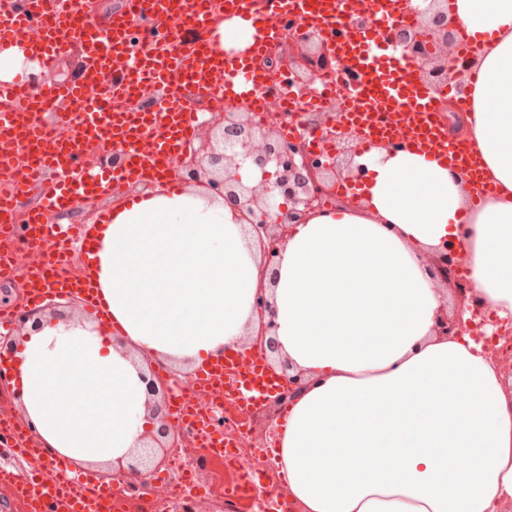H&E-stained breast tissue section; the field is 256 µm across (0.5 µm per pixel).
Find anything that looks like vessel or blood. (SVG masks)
Here are the masks:
<instances>
[{
    "label": "vessel or blood",
    "mask_w": 512,
    "mask_h": 512,
    "mask_svg": "<svg viewBox=\"0 0 512 512\" xmlns=\"http://www.w3.org/2000/svg\"><path fill=\"white\" fill-rule=\"evenodd\" d=\"M215 0H135L133 8L113 19L102 32L61 0H16L0 14V49L29 38L40 65L53 69L75 43L84 46V67L74 83L44 82L32 88L26 78L0 82V171L14 170L12 194L0 196V236L14 248L32 253L31 301L56 292H77L92 307L100 300L91 275L67 274L70 244L88 241L82 224L52 223L51 213L81 198L96 197L122 184L155 181L170 175L176 157L197 134L190 98L203 91L221 100L241 101L251 112L266 108L258 89L267 85L253 61L275 37L270 15L254 11V0H224L229 13L251 21L256 34L246 55L216 54L199 42L184 56L182 31L203 27ZM329 32L331 47L360 74L354 101L337 112L338 120L356 128L365 143L394 139L437 151L449 163L477 173V162L464 143L448 145L442 134L435 94L418 82L420 62L396 58L384 63L376 40L349 31L345 16L358 9L378 24L401 20L396 0H275ZM163 86L148 110L137 96L147 85ZM109 145L123 156L120 166L95 168L88 151ZM36 193L37 205L23 225L13 222L17 196ZM240 372L239 393L254 402L276 388L263 357L237 353L226 361L202 364L198 381L222 385L225 365ZM0 453L34 458L23 428L0 418ZM51 487L28 479L16 483L25 512H112L119 496L112 486L88 483L73 491L56 467Z\"/></svg>",
    "instance_id": "obj_1"
}]
</instances>
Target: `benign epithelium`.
Instances as JSON below:
<instances>
[{
    "label": "benign epithelium",
    "instance_id": "obj_1",
    "mask_svg": "<svg viewBox=\"0 0 512 512\" xmlns=\"http://www.w3.org/2000/svg\"><path fill=\"white\" fill-rule=\"evenodd\" d=\"M416 18L411 26L393 24L385 33V42L401 49L402 55L419 60L423 67L420 81L443 97L447 88L461 89L470 62L455 58L448 62L454 27L448 23L446 0H431L423 11L409 9ZM281 38L273 46L270 57L262 66H273L287 76L286 88L298 106H303L315 92L316 72L335 68L345 72L344 90H349L357 76L348 71L344 60L328 45L322 27L299 21L288 14L277 19ZM296 113H276L262 129H256L251 113L240 105H227L217 113L205 128L198 147L191 148L177 162L176 169L185 183L201 186L224 198V203L242 213L249 232L261 251L262 268L275 273L279 265L288 227L301 224L312 213L321 210L320 196L332 193L339 181H360L363 167L353 165L359 134L340 123L327 112H319L308 126L321 130L323 137L334 145L328 156L320 151L310 153L303 141L285 143L280 138V126L293 120ZM250 163L262 171V179L254 185L241 181L239 170ZM464 263L456 245H446L430 257L434 278L450 291L453 304H443L434 317L435 335L461 337L486 335L483 307L474 294L470 282H462L455 269ZM78 302L65 298L60 302L21 309L17 325L24 330L40 325L45 313L67 321L74 315ZM258 329L251 338L250 347L262 356L275 354V313L272 303L263 291H258L254 302ZM269 368L280 380L281 389L265 401L261 415L290 405L308 382L302 373L286 360L272 359ZM146 390L152 397L150 411L158 426L148 432L149 441L128 459L119 458L100 471H93L98 479L111 482L118 477L135 493L151 487V477L164 463L174 448L182 446L183 432L170 420L167 402L173 388L166 376L148 370L141 374Z\"/></svg>",
    "mask_w": 512,
    "mask_h": 512
}]
</instances>
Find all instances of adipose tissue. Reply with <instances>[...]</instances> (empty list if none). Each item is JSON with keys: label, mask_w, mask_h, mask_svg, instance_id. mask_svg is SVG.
<instances>
[{"label": "adipose tissue", "mask_w": 512, "mask_h": 512, "mask_svg": "<svg viewBox=\"0 0 512 512\" xmlns=\"http://www.w3.org/2000/svg\"><path fill=\"white\" fill-rule=\"evenodd\" d=\"M482 40L465 84L463 137L496 194L414 146L355 155L357 210L293 225L266 293L282 357L314 385L281 426L288 494L303 512H500L512 502V382L481 345L436 336L449 300L428 257L459 242L486 311L512 321V0H455ZM250 22L213 16L218 52L244 53ZM88 267L111 326L44 318L11 366L46 456L103 466L152 426L143 355L175 375L248 343L260 250L222 197L157 183L96 214Z\"/></svg>", "instance_id": "ef3b65f1"}]
</instances>
